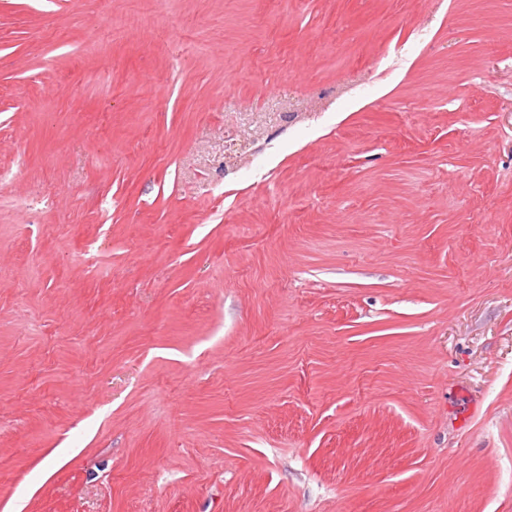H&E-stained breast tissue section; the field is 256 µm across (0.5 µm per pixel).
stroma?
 Listing matches in <instances>:
<instances>
[{"label":"stroma","mask_w":512,"mask_h":512,"mask_svg":"<svg viewBox=\"0 0 512 512\" xmlns=\"http://www.w3.org/2000/svg\"><path fill=\"white\" fill-rule=\"evenodd\" d=\"M0 512H512V0H0Z\"/></svg>","instance_id":"stroma-1"}]
</instances>
